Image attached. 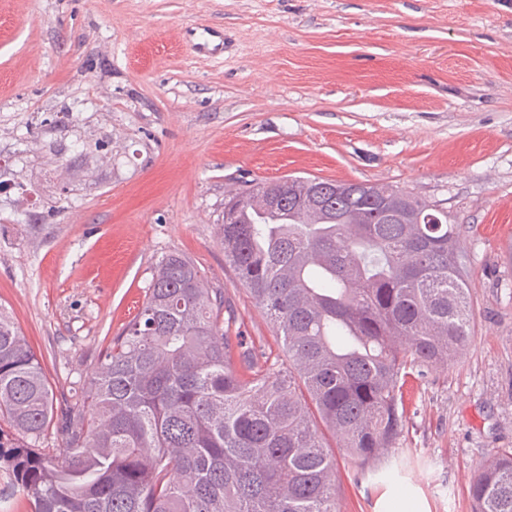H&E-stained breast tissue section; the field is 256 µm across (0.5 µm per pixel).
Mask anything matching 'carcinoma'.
Segmentation results:
<instances>
[{
  "mask_svg": "<svg viewBox=\"0 0 512 512\" xmlns=\"http://www.w3.org/2000/svg\"><path fill=\"white\" fill-rule=\"evenodd\" d=\"M224 260L288 366L224 331L187 258L145 301L45 447L53 395L0 310V465L33 512H339L332 432L366 471L406 426L409 378L468 346L467 254L439 205L390 186L255 183L224 200ZM473 512H512V449L474 470Z\"/></svg>",
  "mask_w": 512,
  "mask_h": 512,
  "instance_id": "carcinoma-1",
  "label": "carcinoma"
}]
</instances>
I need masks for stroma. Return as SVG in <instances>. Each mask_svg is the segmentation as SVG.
Segmentation results:
<instances>
[{
    "instance_id": "35a3bbf8",
    "label": "stroma",
    "mask_w": 512,
    "mask_h": 512,
    "mask_svg": "<svg viewBox=\"0 0 512 512\" xmlns=\"http://www.w3.org/2000/svg\"><path fill=\"white\" fill-rule=\"evenodd\" d=\"M288 176L398 187L461 225L473 333L408 384L406 468L361 482L327 444L341 512H471L473 470L512 448V0H0V308L55 418L170 253L285 362L220 224L225 195Z\"/></svg>"
}]
</instances>
